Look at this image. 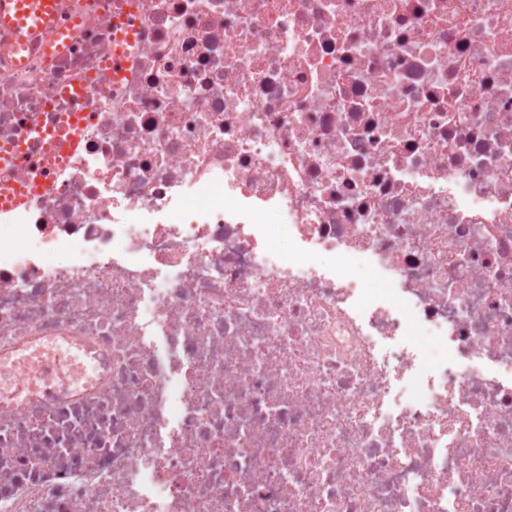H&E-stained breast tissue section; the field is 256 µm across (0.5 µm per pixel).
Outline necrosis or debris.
Wrapping results in <instances>:
<instances>
[{"instance_id":"4bbe7bcc","label":"necrosis or debris","mask_w":512,"mask_h":512,"mask_svg":"<svg viewBox=\"0 0 512 512\" xmlns=\"http://www.w3.org/2000/svg\"><path fill=\"white\" fill-rule=\"evenodd\" d=\"M55 13L0 27V146L90 129L0 226V512H512V0ZM126 21L120 19L118 21V26L120 27L119 34H117V46L112 53V75H116V78L122 77V70L129 66L131 61L130 52L127 49L126 45H132L133 40L130 34H132L131 29H127L125 27ZM279 222L280 221L276 218L270 221V248L281 259L288 260V258L291 257L288 244V230L284 226L278 225Z\"/></svg>"}]
</instances>
